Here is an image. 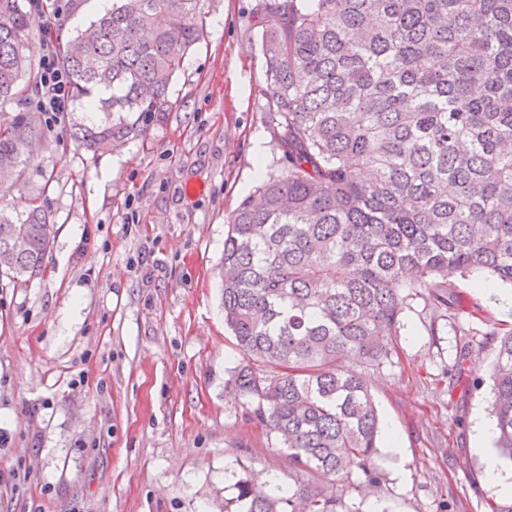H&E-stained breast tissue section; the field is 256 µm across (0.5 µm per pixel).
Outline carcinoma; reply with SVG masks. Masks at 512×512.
<instances>
[{"label": "carcinoma", "mask_w": 512, "mask_h": 512, "mask_svg": "<svg viewBox=\"0 0 512 512\" xmlns=\"http://www.w3.org/2000/svg\"><path fill=\"white\" fill-rule=\"evenodd\" d=\"M204 5L112 0L63 44L74 111L91 115L75 142L119 149L141 135L132 113L169 110ZM254 18L282 171L227 217L224 326L242 362L225 387L296 466L375 485L367 372L391 356L405 291L446 303L473 271L512 285V0H259ZM31 32L19 0H0V103L28 88ZM43 130L39 112L0 125V186ZM53 237L37 207L0 214V275L37 276ZM491 335L496 448L512 462V331ZM350 354L359 368L341 366ZM234 488L236 512H349L331 490L252 472Z\"/></svg>", "instance_id": "carcinoma-1"}]
</instances>
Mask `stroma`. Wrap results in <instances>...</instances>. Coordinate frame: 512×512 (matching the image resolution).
<instances>
[{"instance_id":"1","label":"stroma","mask_w":512,"mask_h":512,"mask_svg":"<svg viewBox=\"0 0 512 512\" xmlns=\"http://www.w3.org/2000/svg\"><path fill=\"white\" fill-rule=\"evenodd\" d=\"M258 0H207L208 35L141 137L92 153L45 130L0 211L54 224L41 275L0 280V512H221L241 466L284 487L325 484L350 512H512L490 489L475 424L488 416L491 331L512 329L483 275L455 278L460 309L407 299L370 384L400 431L380 484L295 469L225 389L241 357L224 330L229 213L278 172L253 27ZM481 384L457 377L462 349Z\"/></svg>"}]
</instances>
